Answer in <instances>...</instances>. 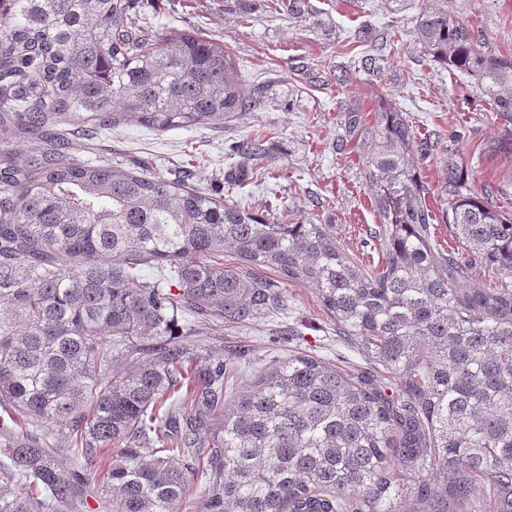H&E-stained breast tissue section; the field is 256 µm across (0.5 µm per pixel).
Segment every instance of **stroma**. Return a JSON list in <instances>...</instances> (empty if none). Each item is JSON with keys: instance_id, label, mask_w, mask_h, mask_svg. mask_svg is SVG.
Listing matches in <instances>:
<instances>
[{"instance_id": "1", "label": "stroma", "mask_w": 512, "mask_h": 512, "mask_svg": "<svg viewBox=\"0 0 512 512\" xmlns=\"http://www.w3.org/2000/svg\"><path fill=\"white\" fill-rule=\"evenodd\" d=\"M272 0H140L138 10L153 33L194 30L223 42L236 57L245 94L263 92L272 108L235 112L223 123L157 130L124 121L88 142L69 128L67 151L80 160L149 167L158 176L182 175L187 187L287 220L290 215L329 225L337 246L358 264H374L379 250L369 231L377 225L370 190L361 176L366 148L344 140V107L358 104L373 118L380 102L399 107L417 138L439 149L420 166L428 202L439 212L444 151L458 150L468 192L512 211V152L501 144L512 125L457 72L432 61L416 40L418 10L400 0H306L302 17ZM478 31L486 50L512 57V0H436ZM382 47V77L357 66L370 45ZM259 138L266 169L230 155L232 143ZM284 314L243 327L180 319V331L196 329L197 367L223 360L226 398H233L272 361L307 354L373 381L399 399L396 381L362 349L339 339L313 288L283 281ZM295 336L283 339L279 330Z\"/></svg>"}]
</instances>
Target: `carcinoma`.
Returning <instances> with one entry per match:
<instances>
[{
  "label": "carcinoma",
  "instance_id": "cac0c4a2",
  "mask_svg": "<svg viewBox=\"0 0 512 512\" xmlns=\"http://www.w3.org/2000/svg\"><path fill=\"white\" fill-rule=\"evenodd\" d=\"M417 42L474 82L512 122V58L481 49L447 10L426 6ZM0 141L26 143L28 168L0 156V512H80L97 451L112 512H176L189 471L206 512H512V212L462 192L446 162L442 220L466 253L435 249L436 217L418 166L436 149L383 103L362 177L378 224L376 265L361 267L324 224L279 222L180 179L92 165L60 148L67 118L95 133L130 117L168 130L268 108L239 84L224 44L145 34L137 0H0ZM268 158L262 141L236 146ZM229 247L250 269L224 266ZM159 273L151 280L142 265ZM496 267L489 285L470 282ZM315 288L336 336L391 373L408 407L336 366L290 356L224 400V362L194 373L191 412L170 401L193 349L176 333L193 315L232 326L286 306L265 275ZM147 363L112 372V350ZM166 454L150 448L151 434ZM70 456V467L60 456ZM414 474L402 488L394 466ZM488 491L491 507L474 494Z\"/></svg>",
  "mask_w": 512,
  "mask_h": 512
}]
</instances>
